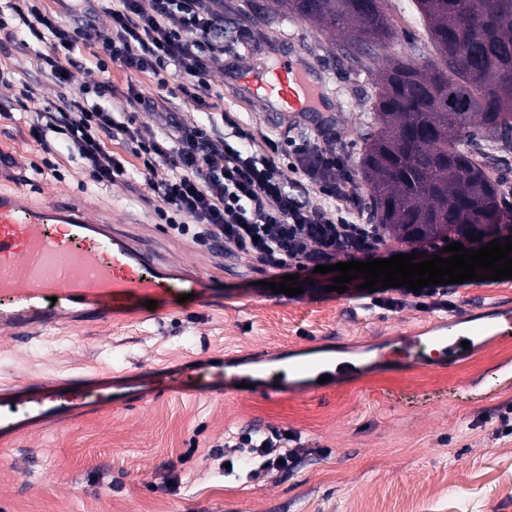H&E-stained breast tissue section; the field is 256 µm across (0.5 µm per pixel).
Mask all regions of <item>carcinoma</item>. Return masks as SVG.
<instances>
[{"instance_id": "obj_1", "label": "carcinoma", "mask_w": 512, "mask_h": 512, "mask_svg": "<svg viewBox=\"0 0 512 512\" xmlns=\"http://www.w3.org/2000/svg\"><path fill=\"white\" fill-rule=\"evenodd\" d=\"M343 36L356 62L394 36L386 0H272ZM437 60L387 58L359 170L370 220L386 238L425 244L450 234L512 233L502 223L499 160L512 152V0H416Z\"/></svg>"}]
</instances>
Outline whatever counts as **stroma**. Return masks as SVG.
<instances>
[{
	"label": "stroma",
	"instance_id": "35a3bbf8",
	"mask_svg": "<svg viewBox=\"0 0 512 512\" xmlns=\"http://www.w3.org/2000/svg\"><path fill=\"white\" fill-rule=\"evenodd\" d=\"M41 12L79 30L69 70L73 86L108 85L102 105L132 111L134 85L162 101L135 113L144 137L174 124L212 122L317 145L358 164L362 133L373 124L370 98L386 57L417 62L436 53L413 0H387L396 35L364 63L339 50L338 36L292 14H268L269 0H214L224 18V58L206 76L219 104L208 115L180 92L183 74L98 67L93 54L111 20L97 0L63 11L39 0ZM47 46L7 40L0 50V189L23 184L35 199L65 196L111 213L145 242L159 241L170 258L215 271L208 308L185 306L158 318L131 316L113 324L63 323L18 345L0 334V389L40 388L101 372H153L172 363L195 365L211 356L235 361L323 343L337 355L364 353L401 329H424L436 314L406 307L385 318L365 315L347 296L314 289L290 296L261 285L247 258H219L175 235L157 215L162 205L149 183L165 164L145 170L124 141L107 153L126 159L128 173L112 185L90 183L83 163L58 143L44 146L30 127L57 101L59 87L43 58ZM293 57L320 92L317 108L290 115L262 102L245 80ZM459 314H492L512 306V279L454 289ZM512 406V336L482 337L459 365L436 369L382 366L337 388L306 397L162 396L124 409L77 411L70 419L20 432L0 444V512H512V433H501L502 407ZM279 426L300 435V464L259 479L224 475L212 456L228 430ZM173 490H166L170 478Z\"/></svg>",
	"mask_w": 512,
	"mask_h": 512
}]
</instances>
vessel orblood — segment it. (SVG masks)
<instances>
[{
	"label": "vessel or blood",
	"mask_w": 512,
	"mask_h": 512,
	"mask_svg": "<svg viewBox=\"0 0 512 512\" xmlns=\"http://www.w3.org/2000/svg\"><path fill=\"white\" fill-rule=\"evenodd\" d=\"M248 80L288 111L308 107L311 87L292 60L268 75L249 74ZM184 294L192 305H205L203 272L163 259L124 225L112 223L107 213H92L62 198L36 201L20 186L0 190V333L25 342L65 320L109 323L146 314L149 300L161 313L177 307ZM439 325V334L429 340L417 330L399 332L376 350L374 363L455 364L466 355V342L486 329L457 315ZM363 368L351 360H295L228 370L218 361L177 364L150 375L104 373L84 389L66 384L30 392L14 388L0 394V435L12 436L29 421H63L79 405H128L159 393L222 396L237 393L241 382L278 396L294 389L311 391L321 376L335 383Z\"/></svg>",
	"instance_id": "obj_1"
}]
</instances>
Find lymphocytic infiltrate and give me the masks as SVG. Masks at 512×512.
Returning a JSON list of instances; mask_svg holds the SVG:
<instances>
[{
    "instance_id": "1",
    "label": "lymphocytic infiltrate",
    "mask_w": 512,
    "mask_h": 512,
    "mask_svg": "<svg viewBox=\"0 0 512 512\" xmlns=\"http://www.w3.org/2000/svg\"><path fill=\"white\" fill-rule=\"evenodd\" d=\"M10 9L13 32L49 47L50 78L66 89L52 109L41 113L30 133L44 145L66 136L68 149L83 160L93 184L109 185L121 177L125 160L105 152L103 140H123L145 169L160 161L169 164V178L153 186L163 202L159 216L168 229L191 235L200 246L223 248L225 255L246 256L260 272L297 276L305 285L324 287V280L313 277L315 266L371 261L388 252L380 225L354 221L359 193L342 157L300 143L285 147L267 136L259 140L239 127L235 135L247 143L241 149L204 123L174 128L164 140L143 138L132 111H106L85 89H70L65 63L78 31L31 6L14 2ZM173 15L179 22L175 28L166 23ZM111 18L112 28L101 35L99 50L113 64L152 73L173 65L188 77L181 93L201 109H212L206 76L220 49L212 35L222 20L206 0H153L148 11L140 0H119ZM308 152L314 155L312 165L301 167L300 180L286 182L281 176L284 155L298 159ZM313 187L322 197L317 205L308 199ZM347 294L372 316L407 306L425 312L455 308L445 285L372 292L353 281ZM289 442L286 429L277 426L241 430L225 438L224 460L248 468L253 479L275 469L289 475L299 464Z\"/></svg>"
}]
</instances>
